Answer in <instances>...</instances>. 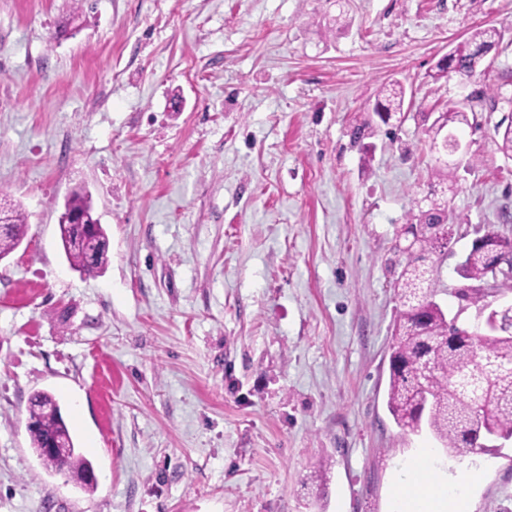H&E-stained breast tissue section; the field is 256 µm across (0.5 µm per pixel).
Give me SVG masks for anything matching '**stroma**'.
<instances>
[{"instance_id": "35a3bbf8", "label": "stroma", "mask_w": 512, "mask_h": 512, "mask_svg": "<svg viewBox=\"0 0 512 512\" xmlns=\"http://www.w3.org/2000/svg\"><path fill=\"white\" fill-rule=\"evenodd\" d=\"M484 80L433 81L471 27ZM401 122L370 107L391 82ZM472 109L462 165L427 119ZM512 0H0V194L27 216L0 260V512H390L416 449L476 469L470 512H512V445L450 457L386 406L396 237L453 171L461 221L512 237ZM87 191L108 263L71 268L59 217ZM53 394L94 488L30 447Z\"/></svg>"}]
</instances>
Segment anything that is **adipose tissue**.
<instances>
[{
	"mask_svg": "<svg viewBox=\"0 0 512 512\" xmlns=\"http://www.w3.org/2000/svg\"><path fill=\"white\" fill-rule=\"evenodd\" d=\"M475 474L461 469L443 476L432 449L422 448L401 465L393 490V512H469Z\"/></svg>",
	"mask_w": 512,
	"mask_h": 512,
	"instance_id": "obj_1",
	"label": "adipose tissue"
}]
</instances>
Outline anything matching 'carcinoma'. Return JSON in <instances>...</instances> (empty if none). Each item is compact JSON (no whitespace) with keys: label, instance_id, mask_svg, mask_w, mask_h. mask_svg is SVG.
<instances>
[{"label":"carcinoma","instance_id":"cac0c4a2","mask_svg":"<svg viewBox=\"0 0 512 512\" xmlns=\"http://www.w3.org/2000/svg\"><path fill=\"white\" fill-rule=\"evenodd\" d=\"M501 40V30L494 26L473 28L450 51L448 62L437 63L432 78L439 80L451 72L466 78L485 75V54ZM404 99V88L393 83L376 100L374 114L386 124L403 112ZM447 125H470L465 108H450L433 122L427 130L433 147H438V136ZM495 134L497 150L512 157V123L496 126ZM450 192H454L451 178L427 198V208L411 214L412 223L406 229L413 239L404 247L408 261L395 284L399 306L393 319L386 404L401 430L417 432L426 426L447 455L463 456L489 450L492 434H512V304L488 314L490 328L469 332L448 319L436 301V270L425 263V255L439 251L443 222L459 221L450 209ZM66 205L72 213L91 209L81 189L72 192ZM0 209L11 218V224L0 229L1 260L19 246L27 216L5 198H0ZM60 236L75 270L94 275L107 264L108 240L101 225L65 224L60 226ZM496 252L504 257V264L512 262V239L490 229L476 236L461 264L463 283L457 295L481 312L486 309L487 285L512 293V273L496 276L491 270ZM29 419L31 448L46 467L77 476L93 473L91 463L75 448L61 406L51 394L33 396ZM55 439L67 448L62 458L47 451Z\"/></svg>","mask_w":512,"mask_h":512}]
</instances>
